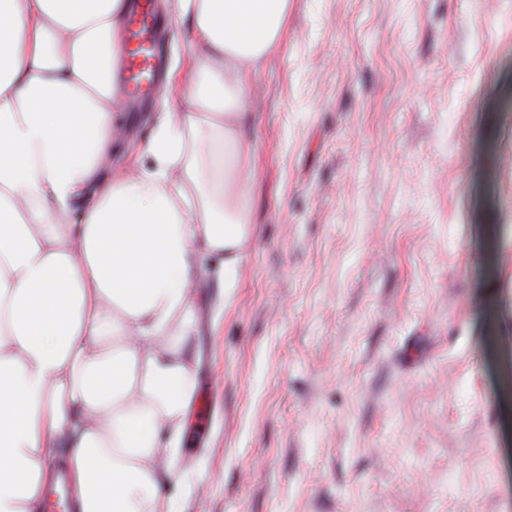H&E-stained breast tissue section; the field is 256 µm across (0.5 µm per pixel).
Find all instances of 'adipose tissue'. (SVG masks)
<instances>
[{
	"instance_id": "adipose-tissue-1",
	"label": "adipose tissue",
	"mask_w": 512,
	"mask_h": 512,
	"mask_svg": "<svg viewBox=\"0 0 512 512\" xmlns=\"http://www.w3.org/2000/svg\"><path fill=\"white\" fill-rule=\"evenodd\" d=\"M289 0H166L190 31L147 162L113 168L130 0H0V512H172L203 270L250 235L244 102Z\"/></svg>"
}]
</instances>
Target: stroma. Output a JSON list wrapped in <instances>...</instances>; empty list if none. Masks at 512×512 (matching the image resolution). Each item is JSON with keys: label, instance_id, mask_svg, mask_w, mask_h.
Returning a JSON list of instances; mask_svg holds the SVG:
<instances>
[{"label": "stroma", "instance_id": "obj_1", "mask_svg": "<svg viewBox=\"0 0 512 512\" xmlns=\"http://www.w3.org/2000/svg\"><path fill=\"white\" fill-rule=\"evenodd\" d=\"M246 110L174 512H512V0H290Z\"/></svg>", "mask_w": 512, "mask_h": 512}]
</instances>
